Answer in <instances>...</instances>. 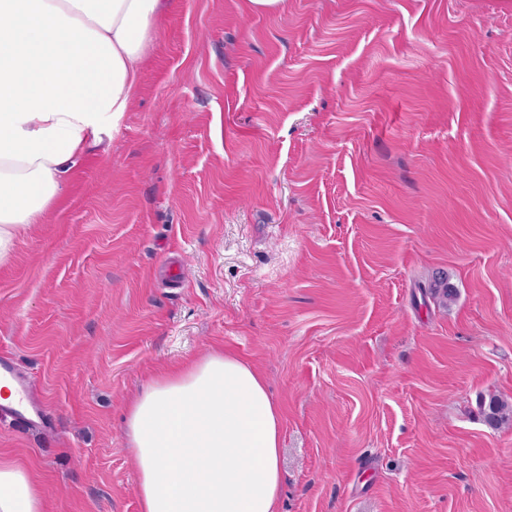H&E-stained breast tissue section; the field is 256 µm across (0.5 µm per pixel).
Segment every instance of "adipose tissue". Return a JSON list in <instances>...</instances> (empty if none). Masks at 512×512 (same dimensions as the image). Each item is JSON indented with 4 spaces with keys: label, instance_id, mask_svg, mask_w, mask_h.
I'll list each match as a JSON object with an SVG mask.
<instances>
[{
    "label": "adipose tissue",
    "instance_id": "ef3b65f1",
    "mask_svg": "<svg viewBox=\"0 0 512 512\" xmlns=\"http://www.w3.org/2000/svg\"><path fill=\"white\" fill-rule=\"evenodd\" d=\"M171 0H0V266L61 199L82 153L125 112ZM282 416L262 377L216 349L155 375L124 435L139 512H278ZM0 512H47L0 456Z\"/></svg>",
    "mask_w": 512,
    "mask_h": 512
}]
</instances>
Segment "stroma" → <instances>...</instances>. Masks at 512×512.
<instances>
[{
	"instance_id": "1",
	"label": "stroma",
	"mask_w": 512,
	"mask_h": 512,
	"mask_svg": "<svg viewBox=\"0 0 512 512\" xmlns=\"http://www.w3.org/2000/svg\"><path fill=\"white\" fill-rule=\"evenodd\" d=\"M218 347L280 408L279 512H512L477 406L512 402V0H173L0 266V351L50 415L0 455L50 512H138L126 403ZM424 293L429 294L433 299L447 303L452 301L456 296V289L449 282L447 274H440L429 281L427 285L421 286ZM426 288V289H425Z\"/></svg>"
}]
</instances>
